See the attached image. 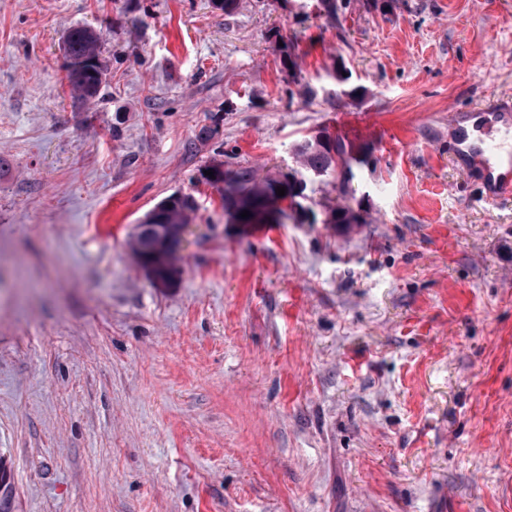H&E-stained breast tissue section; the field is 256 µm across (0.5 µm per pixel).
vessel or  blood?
Instances as JSON below:
<instances>
[{"instance_id":"1","label":"vessel or blood","mask_w":512,"mask_h":512,"mask_svg":"<svg viewBox=\"0 0 512 512\" xmlns=\"http://www.w3.org/2000/svg\"><path fill=\"white\" fill-rule=\"evenodd\" d=\"M470 114L493 123L494 130L486 139L459 150L453 162L463 171L472 163L484 168L486 200H511L512 165L501 172L496 171L495 166L508 145L512 144V97L501 96L490 102H480L472 107Z\"/></svg>"}]
</instances>
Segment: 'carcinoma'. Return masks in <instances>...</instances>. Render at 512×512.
Wrapping results in <instances>:
<instances>
[{
	"instance_id": "1",
	"label": "carcinoma",
	"mask_w": 512,
	"mask_h": 512,
	"mask_svg": "<svg viewBox=\"0 0 512 512\" xmlns=\"http://www.w3.org/2000/svg\"><path fill=\"white\" fill-rule=\"evenodd\" d=\"M100 34L87 27L72 29L65 40L66 52L76 59L90 62L82 69H70L67 72L69 87L75 96L90 102L98 95L102 84L104 67L99 58ZM301 158L302 166L308 174L331 184L340 198L349 193L351 183L356 177V169L364 163L353 149L352 145L339 137L324 135L314 140H306L296 148ZM215 179L211 183L217 185L225 183L224 209L231 210L234 198L237 196L253 197L271 206L290 200L303 203L305 190L295 182H279L273 178H261L251 167H238L224 170L223 165L210 166ZM285 187V195L279 196L277 188ZM194 211V201L190 196H179L170 200L167 207L154 220L156 224H166L168 229L159 234L154 229H144L136 233L133 238L135 254H145L150 250L161 248L175 259V254L181 242L180 228L189 224L190 214Z\"/></svg>"
}]
</instances>
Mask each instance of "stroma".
<instances>
[{"instance_id": "1", "label": "stroma", "mask_w": 512, "mask_h": 512, "mask_svg": "<svg viewBox=\"0 0 512 512\" xmlns=\"http://www.w3.org/2000/svg\"><path fill=\"white\" fill-rule=\"evenodd\" d=\"M0 0V466L11 512H512V201L448 121L512 95V0ZM101 35L95 101L61 44ZM368 155L228 223L201 173ZM195 211L176 274L130 243ZM296 151L305 172L332 184L342 199L349 193L357 167L365 162L351 144L330 135L305 140ZM175 197V196H174ZM173 198V197H170ZM169 199L158 204L142 223L152 220L154 214L164 208ZM194 211V201L191 196H179L170 200L167 207L150 224H168V229L161 235L154 229L138 231L133 238V250L136 257L150 250L161 248L173 263L175 254L181 242L180 228L189 224L190 214Z\"/></svg>"}]
</instances>
